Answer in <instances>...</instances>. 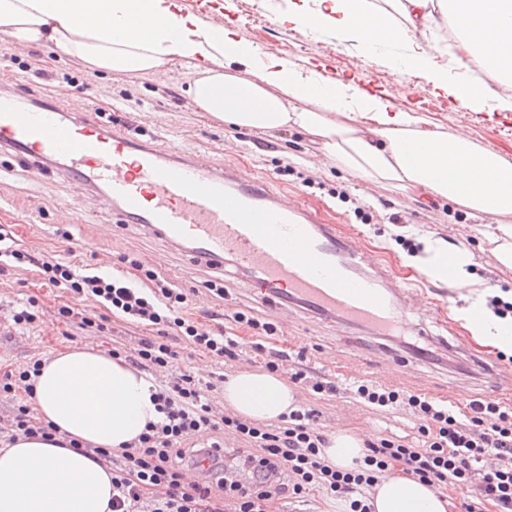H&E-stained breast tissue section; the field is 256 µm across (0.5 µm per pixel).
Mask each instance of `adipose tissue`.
Masks as SVG:
<instances>
[{
  "label": "adipose tissue",
  "instance_id": "1",
  "mask_svg": "<svg viewBox=\"0 0 512 512\" xmlns=\"http://www.w3.org/2000/svg\"><path fill=\"white\" fill-rule=\"evenodd\" d=\"M309 10L288 4V20L312 32L333 31L367 52L405 47L407 63L433 88L473 105L490 93L484 83L449 84L437 69L428 32L449 22L462 37L461 57L479 58L491 73L512 83V0H316ZM0 34L12 45H49L95 71L160 75L173 60L193 67L194 105L224 123L265 130L300 129L322 154L362 182L418 189L423 198L450 200L495 219L498 262L512 267V159L467 134L434 130L425 115L394 108L354 82L301 69L267 54L245 78L225 58L247 61L255 47L230 27H212L183 12L179 0H0ZM468 251L425 238L413 260L427 277L468 289L471 304L458 310L481 342L512 354V317L487 308L486 288L471 279ZM32 404L59 434L100 448L121 449L158 421L145 373L88 346L49 355L34 379ZM224 402L254 422L280 419L296 396L275 372L241 370L224 384ZM362 439L331 435L321 451L333 466L350 470L362 461ZM112 472L92 456L42 438H19L0 449V512H112ZM373 512H448L447 496L417 478H381Z\"/></svg>",
  "mask_w": 512,
  "mask_h": 512
}]
</instances>
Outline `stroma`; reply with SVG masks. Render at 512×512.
<instances>
[{
  "label": "stroma",
  "mask_w": 512,
  "mask_h": 512,
  "mask_svg": "<svg viewBox=\"0 0 512 512\" xmlns=\"http://www.w3.org/2000/svg\"><path fill=\"white\" fill-rule=\"evenodd\" d=\"M253 0H233L231 14L239 37L258 47L260 52H273L298 65L323 64V76L332 79L355 78L356 82L381 91L397 108L421 112L434 128L445 132L462 131L479 145L512 158V112L500 111L495 100L463 109L451 107L444 90L425 91V77L402 64V49L361 54L356 44L333 31L309 34L307 42H298L295 28L287 16L272 12L268 0L257 1L265 21L253 25L244 13ZM10 62L0 65V90L21 89L35 100H48L60 88L70 93L63 105L71 111L93 108L111 113L124 92L142 100L137 111L122 113L125 133L141 141H159L168 146L189 149L200 157L221 164L234 161L248 175L267 181L287 201L304 200L318 207L333 224L347 226L361 246L385 259L394 272L408 278L423 300H436L447 306L448 314L464 307L462 289L436 287L410 263V257L393 236L396 232L414 239L426 236L443 239L449 246L466 249L472 256L468 272L473 279L495 289L497 295L512 292V268L500 265L490 241L492 228L488 218L469 213L449 201L425 203L413 190H401L379 183L366 185L356 177L331 165L308 135L293 129L267 131L239 128L224 124L208 113L196 110L187 93L194 79L191 67L174 63L166 75L119 77L90 72L77 58L43 48L32 53L30 48L9 50ZM39 58L48 72L37 79L25 72L32 58ZM84 83V91H76L72 82ZM297 163L299 175L281 176L277 168L283 161ZM313 186H304V179ZM346 191L349 202L329 196V189ZM373 209L374 219L365 225L352 212V200ZM69 206L73 221L60 226L56 219L62 206ZM401 216L403 228L390 224V215ZM38 225L34 237L19 234L20 225ZM0 225L15 231L20 248L33 253L66 254L71 243H80L76 263L95 267L97 274L112 273L115 255L134 252L150 262L162 276L181 288L193 289L189 311L194 319L215 321L225 326L220 311L250 309L262 318L277 322L278 345L292 351H305L310 366L336 377L342 385L357 380H370L390 388L427 394L447 395L451 402L466 406L471 400L487 398L488 382L456 372L451 363L435 360L419 362L410 368L382 364L375 355L377 347H399V340L387 336L350 335L338 330L335 323L311 317L298 307L283 304L264 306L253 297L244 275L233 265L224 268V285L228 298L217 303L203 289V281L213 278L214 270L190 264L185 257L169 250L159 240L136 233L114 230L112 212L92 205L85 191L45 175L40 182H29L22 163L9 154L0 155ZM68 229L62 238L60 229ZM56 289L42 286L28 270L0 277V373L23 368L34 359L70 346L71 335L77 334L76 323L66 325L44 320L38 326L11 330L8 321L28 301H36L44 309L55 304ZM319 424L325 433L349 431L359 436H391L410 444L418 442V422L402 412L379 413L361 406L349 395L316 401Z\"/></svg>",
  "instance_id": "35a3bbf8"
}]
</instances>
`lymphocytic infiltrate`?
Wrapping results in <instances>:
<instances>
[{
    "mask_svg": "<svg viewBox=\"0 0 512 512\" xmlns=\"http://www.w3.org/2000/svg\"><path fill=\"white\" fill-rule=\"evenodd\" d=\"M25 265L34 267L44 285L62 290L55 314L59 323L77 321L79 329L97 336L115 316L152 331L135 345L112 351L155 376L152 399L161 415L122 450L93 449V456L112 469V512H269L275 502L320 490L346 498L348 512H372L375 483L393 471L443 493L460 491L463 512H512L511 403L475 400L462 408L415 391L356 384L350 394L365 406L417 418L420 442L412 446L386 437L366 441L360 468L344 472L320 456L326 438L312 406H299L274 425L255 423L216 408L211 395L219 391L218 382L172 371L181 345L219 364L252 353L262 357L267 370L287 371L290 383L316 398L336 396L338 382L310 367L304 352L291 355L266 346V339L278 333L274 323L248 311L232 312L233 321L258 337L245 343L243 337L226 336L223 328L186 317L189 292L134 253L119 254L115 276L104 277L77 270L56 255L19 248L11 232L0 227V276ZM80 298L95 301L97 311L76 315L72 302ZM41 365L37 359L0 375V393L25 394L7 417H0L1 444L11 445L21 436L53 437L52 426L35 416L29 401L34 393L31 378ZM227 432L239 441L229 455L222 453L220 442ZM203 463L212 475L204 483H193L188 475Z\"/></svg>",
    "mask_w": 512,
    "mask_h": 512,
    "instance_id": "1",
    "label": "lymphocytic infiltrate"
}]
</instances>
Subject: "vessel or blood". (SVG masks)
Here are the masks:
<instances>
[{"instance_id": "1", "label": "vessel or blood", "mask_w": 512, "mask_h": 512, "mask_svg": "<svg viewBox=\"0 0 512 512\" xmlns=\"http://www.w3.org/2000/svg\"><path fill=\"white\" fill-rule=\"evenodd\" d=\"M46 168L112 205L117 226L160 238L191 263L232 261L264 303L280 296L302 310L369 335L426 338L408 310L414 289L353 234L303 202L284 205L268 184L232 164L218 168L182 148L128 138L97 113L74 114L19 91L0 93V150ZM479 375L512 391V366L471 357Z\"/></svg>"}]
</instances>
